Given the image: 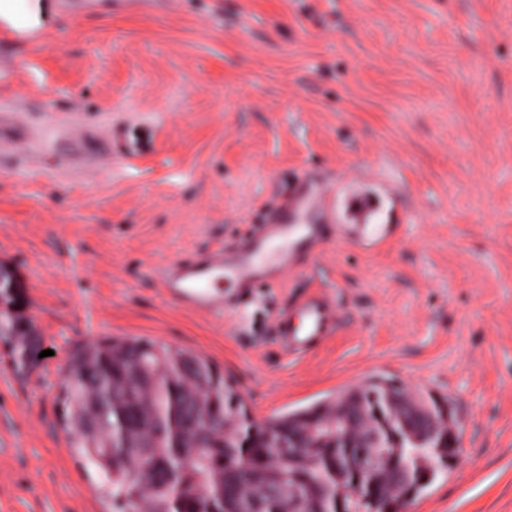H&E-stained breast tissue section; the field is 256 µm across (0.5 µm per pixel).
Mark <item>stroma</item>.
Wrapping results in <instances>:
<instances>
[{
  "instance_id": "stroma-1",
  "label": "stroma",
  "mask_w": 512,
  "mask_h": 512,
  "mask_svg": "<svg viewBox=\"0 0 512 512\" xmlns=\"http://www.w3.org/2000/svg\"><path fill=\"white\" fill-rule=\"evenodd\" d=\"M0 30V106L32 147L0 157V262L48 352L0 344V512H112L60 404L80 345L148 339L207 358L257 422L386 380L447 402L461 451L407 512H512V0H56ZM141 138L123 156L113 129ZM354 191L398 232L326 240L245 312L186 310L164 264L231 247L294 183ZM336 300L313 352L270 334ZM299 313L297 319L295 313ZM336 306L323 295L296 299L278 312L271 325L272 335L286 352L308 353L336 333Z\"/></svg>"
}]
</instances>
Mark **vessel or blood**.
Wrapping results in <instances>:
<instances>
[{
    "mask_svg": "<svg viewBox=\"0 0 512 512\" xmlns=\"http://www.w3.org/2000/svg\"><path fill=\"white\" fill-rule=\"evenodd\" d=\"M312 209L319 212L320 223H297V216ZM335 221L328 193L314 195L289 189L287 204L269 211L262 223L252 225L238 246L195 252L169 262L162 270L161 286L187 310L223 314L225 285H232L239 297L274 283L297 268L302 256L315 252L326 237L327 225ZM338 322L333 302L322 295H310L279 311L271 332L285 351L305 354L333 336Z\"/></svg>",
    "mask_w": 512,
    "mask_h": 512,
    "instance_id": "vessel-or-blood-1",
    "label": "vessel or blood"
}]
</instances>
